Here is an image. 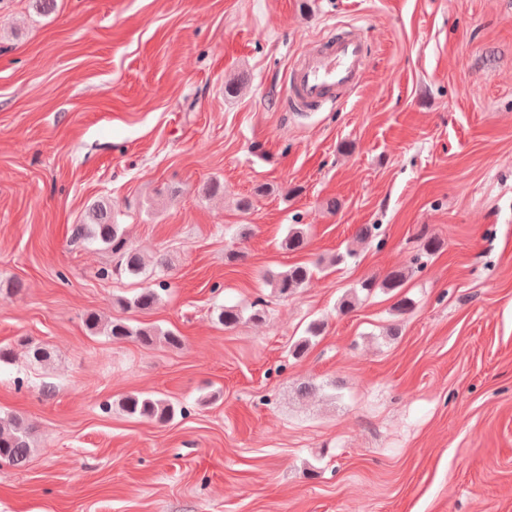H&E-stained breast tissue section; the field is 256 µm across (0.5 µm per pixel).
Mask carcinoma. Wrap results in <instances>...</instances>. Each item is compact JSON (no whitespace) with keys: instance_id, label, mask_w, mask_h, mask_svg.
<instances>
[{"instance_id":"1","label":"carcinoma","mask_w":512,"mask_h":512,"mask_svg":"<svg viewBox=\"0 0 512 512\" xmlns=\"http://www.w3.org/2000/svg\"><path fill=\"white\" fill-rule=\"evenodd\" d=\"M74 236L89 244L98 243L106 246L112 254L118 256V265L115 271L126 274L129 277L139 278L146 276V264L144 257L138 249L130 245L124 236L121 225L112 217L111 206L107 202H98L89 207L83 223L76 226ZM307 244L303 229L291 227L287 235L281 241V248L287 251H299ZM315 268L309 265L296 264L285 271L277 272L271 276V284L274 291L281 297L287 298L298 289L304 287L313 277ZM408 270L403 268L389 271L383 278L375 276L362 281L360 289L371 291L379 287L386 291H395L404 285ZM167 284L159 282L158 287H146L141 289L131 299H121L119 303L140 311H145L156 306L161 300V292L166 290ZM243 319V312L234 305H224L217 310V321L226 328H233ZM88 330L94 334H104L113 340H132L143 346H152L158 342L179 348L183 345V339L171 330H162L157 327H137L122 320L102 322L101 316L96 312H89L85 316ZM324 330V322L313 321L306 330V336L299 339L291 350V354L297 357L303 354L312 341L319 337ZM121 407L123 411L133 417H145L161 424L172 421L177 414L184 410L177 409L169 401L156 396L128 395ZM32 448L28 440L27 428L16 419L13 425L4 427L0 425V464L21 468L26 465Z\"/></svg>"}]
</instances>
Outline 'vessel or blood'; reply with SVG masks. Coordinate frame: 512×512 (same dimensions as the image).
<instances>
[{"instance_id":"obj_1","label":"vessel or blood","mask_w":512,"mask_h":512,"mask_svg":"<svg viewBox=\"0 0 512 512\" xmlns=\"http://www.w3.org/2000/svg\"><path fill=\"white\" fill-rule=\"evenodd\" d=\"M368 61V45L360 29L329 33L285 73L292 109L312 112L323 102L340 101L359 86Z\"/></svg>"}]
</instances>
